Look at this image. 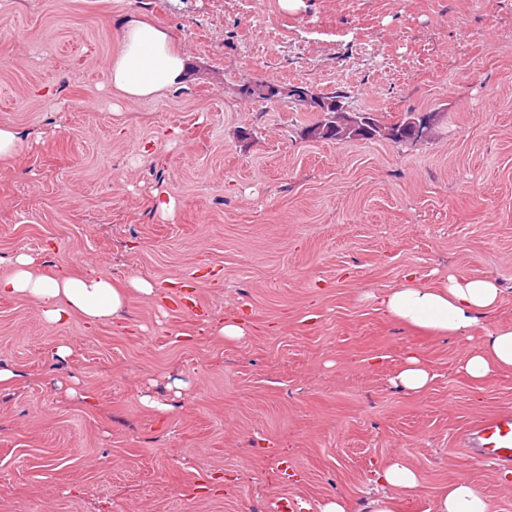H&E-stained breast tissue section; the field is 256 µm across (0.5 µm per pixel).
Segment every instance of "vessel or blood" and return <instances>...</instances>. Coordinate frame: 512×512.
I'll return each instance as SVG.
<instances>
[{"label": "vessel or blood", "mask_w": 512, "mask_h": 512, "mask_svg": "<svg viewBox=\"0 0 512 512\" xmlns=\"http://www.w3.org/2000/svg\"><path fill=\"white\" fill-rule=\"evenodd\" d=\"M468 452L481 462L512 466V412L476 421L464 434Z\"/></svg>", "instance_id": "vessel-or-blood-1"}]
</instances>
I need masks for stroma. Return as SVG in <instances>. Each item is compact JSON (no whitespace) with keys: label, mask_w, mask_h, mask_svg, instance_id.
<instances>
[{"label":"stroma","mask_w":512,"mask_h":512,"mask_svg":"<svg viewBox=\"0 0 512 512\" xmlns=\"http://www.w3.org/2000/svg\"><path fill=\"white\" fill-rule=\"evenodd\" d=\"M130 12L190 57L184 85L138 102L111 88ZM264 82L389 122L440 118L422 143L309 141L319 113L245 94ZM0 125L23 134L0 162V273L22 251L45 270L186 282L201 308L134 293L128 318L89 330L0 297V365L17 374L0 387V512L336 496L362 512L394 457L420 477L401 512L461 477L512 512L506 468L462 446L512 411V372L470 380V341L373 299L410 272L432 287L493 276L487 324H512V0H0ZM239 309L256 333H205ZM411 351L432 373L419 392L393 383Z\"/></svg>","instance_id":"obj_1"}]
</instances>
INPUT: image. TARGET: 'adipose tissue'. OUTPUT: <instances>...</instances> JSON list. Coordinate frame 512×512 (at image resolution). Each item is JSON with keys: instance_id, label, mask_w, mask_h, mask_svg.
Masks as SVG:
<instances>
[{"instance_id": "adipose-tissue-1", "label": "adipose tissue", "mask_w": 512, "mask_h": 512, "mask_svg": "<svg viewBox=\"0 0 512 512\" xmlns=\"http://www.w3.org/2000/svg\"><path fill=\"white\" fill-rule=\"evenodd\" d=\"M121 49L110 60L107 78L111 87L130 101L158 96L182 85L189 59L174 46L171 33L135 16H126L120 26ZM10 269L0 274V296L27 298L35 302L42 319L51 324L81 318L95 327L115 322L125 313L130 294L156 295L157 283L142 276L120 282L102 270L90 267L74 272L58 265L49 272L37 270L36 258L17 253ZM502 290L496 279L449 277L447 284L431 288L406 278L378 298L391 320L426 329L442 336L482 340L466 356L463 372L482 381L512 371V325L486 329V315L494 310ZM381 494L367 502L368 512H397L402 494L419 486L416 472L403 460L387 461L377 473ZM478 486L469 480L454 481L434 498L431 512H488Z\"/></svg>"}]
</instances>
